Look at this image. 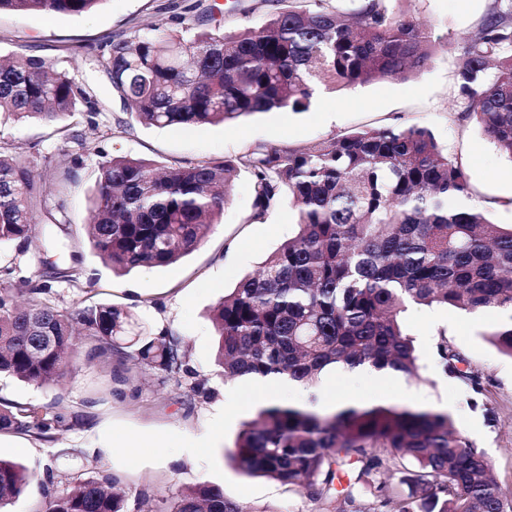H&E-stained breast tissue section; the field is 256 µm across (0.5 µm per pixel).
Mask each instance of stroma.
I'll return each mask as SVG.
<instances>
[{"label": "stroma", "mask_w": 512, "mask_h": 512, "mask_svg": "<svg viewBox=\"0 0 512 512\" xmlns=\"http://www.w3.org/2000/svg\"><path fill=\"white\" fill-rule=\"evenodd\" d=\"M492 2L395 0V11L431 27L439 43L432 66L411 79L327 92L304 113L283 110L227 125L167 127L138 124L113 99L109 59L101 44L137 25L176 29L174 14L179 8L189 23L205 28L217 20L225 32L233 33L273 13L274 0H103L95 11L81 16L0 13V56L62 58V73L92 88L106 110L103 124L95 130L82 116L68 118V127L87 136L101 153L86 157L78 169L65 224L38 215L25 253H18L12 243L0 246V267L14 269L10 278L0 279V288L16 290L28 280H47L52 288L41 300L56 308L98 303L126 308L147 335L183 337L188 368L177 381L148 368L124 377L118 364L88 359L81 347L73 354L76 374L54 382L34 384L1 376V408L47 406L80 417L77 424L44 434L0 431V456L22 463L32 474L8 512H46L45 472L50 468L58 476L51 489L57 493L77 480L118 477L126 488L129 512H169L177 494L204 482L223 487L227 498L254 512H316L296 488L244 476L231 466L227 453L253 410L232 413L223 423L216 420L232 383L214 364L216 336L210 310L295 234L294 207L282 200L265 223H249L252 182L239 174L220 223L211 226L198 248L172 265L118 275L92 252L85 232L99 158L128 156L185 164L230 158L258 144L299 148L364 127L420 124L463 163L473 188L471 206L494 223L512 225V197L503 193L512 182V161L465 114L454 85L459 49L465 37L477 31ZM0 141L11 144L37 174L71 163V144L53 125L7 123L0 126ZM64 269L75 271V278H62ZM507 319L502 312L409 307L405 320L416 340L421 376L405 380L398 400L450 413L462 434L485 453L496 482L512 498V359L482 338ZM442 328L483 378L477 408L468 407L464 386L436 366L437 332ZM197 382L205 387L199 395L190 390ZM112 432L149 440L163 448L165 457L144 467L130 466L129 449L101 451L103 438ZM210 435L216 436L215 444L195 455L183 454L184 446ZM75 448L85 449V456L73 457Z\"/></svg>", "instance_id": "1"}]
</instances>
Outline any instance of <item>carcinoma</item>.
Returning <instances> with one entry per match:
<instances>
[{"label":"carcinoma","instance_id":"1","mask_svg":"<svg viewBox=\"0 0 512 512\" xmlns=\"http://www.w3.org/2000/svg\"><path fill=\"white\" fill-rule=\"evenodd\" d=\"M103 0H0V12L79 16ZM392 0H282L260 25L224 33L197 29L133 30L103 43L112 96L147 126L217 125L256 114L310 109L321 89L408 79L428 69L437 50L430 31L390 7ZM59 60L26 56L0 61V120L56 124L77 113L91 126L104 112L93 90L58 72ZM457 95L485 134L512 161V0H496L478 32L460 49ZM73 166L35 174L0 144V245L25 251L46 183L65 214L76 168L96 151L71 135ZM249 175L251 223H262L288 195L297 231L212 309L217 365L224 377H281L315 392L331 370L370 366L419 376V357L402 314L410 305L466 313L499 311L509 321L483 339L512 357V225L495 224L468 204L470 178L418 125L385 126L333 136L303 148L255 145L233 158L188 164L114 156L98 162L88 238L113 269L166 267L192 252L204 228L218 223L235 176ZM126 309L98 304L58 309L22 306L0 289V373L32 383L74 370L75 331L91 359L128 358L168 378L184 372L178 336L148 338ZM438 365L473 392L481 375L438 331ZM309 404L261 405L242 424L228 458L247 476L297 488L318 512L336 499L355 507L363 486L373 512H509L484 453L442 410L384 403L344 410ZM60 411L0 409V430L42 433ZM385 449L381 454L378 449ZM348 480L337 490L340 474ZM401 474L409 493L385 476ZM30 481L19 463L0 458V509ZM115 477L74 483L49 512H125ZM171 512H249L203 483L179 494Z\"/></svg>","mask_w":512,"mask_h":512}]
</instances>
